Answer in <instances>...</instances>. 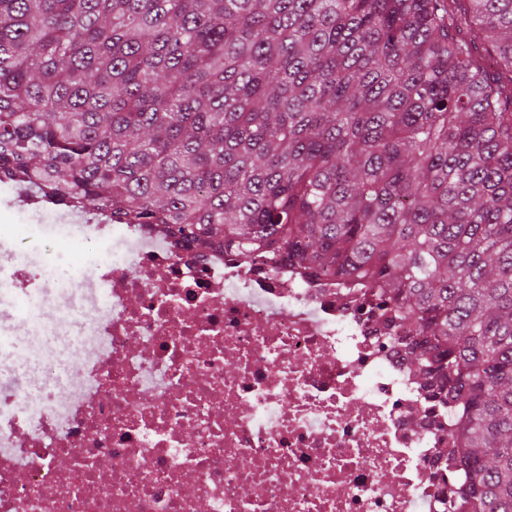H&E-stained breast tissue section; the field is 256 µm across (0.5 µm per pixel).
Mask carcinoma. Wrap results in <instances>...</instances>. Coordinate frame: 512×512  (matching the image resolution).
<instances>
[{"instance_id":"carcinoma-1","label":"carcinoma","mask_w":512,"mask_h":512,"mask_svg":"<svg viewBox=\"0 0 512 512\" xmlns=\"http://www.w3.org/2000/svg\"><path fill=\"white\" fill-rule=\"evenodd\" d=\"M512 0H0V177L371 297L512 512Z\"/></svg>"}]
</instances>
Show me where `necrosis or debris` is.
<instances>
[{
    "mask_svg": "<svg viewBox=\"0 0 512 512\" xmlns=\"http://www.w3.org/2000/svg\"><path fill=\"white\" fill-rule=\"evenodd\" d=\"M58 218L123 262L53 329L79 376L46 365L34 403L0 382V512H470L464 417L369 297L79 203ZM10 256L0 280L53 299Z\"/></svg>",
    "mask_w": 512,
    "mask_h": 512,
    "instance_id": "4bbe7bcc",
    "label": "necrosis or debris"
}]
</instances>
